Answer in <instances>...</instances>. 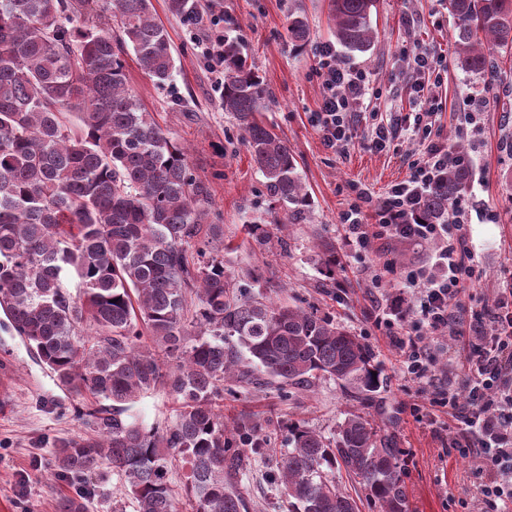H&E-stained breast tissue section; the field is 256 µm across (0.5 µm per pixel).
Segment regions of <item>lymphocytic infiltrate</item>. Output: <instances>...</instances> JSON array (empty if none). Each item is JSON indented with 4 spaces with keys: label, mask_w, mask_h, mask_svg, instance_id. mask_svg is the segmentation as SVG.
<instances>
[{
    "label": "lymphocytic infiltrate",
    "mask_w": 512,
    "mask_h": 512,
    "mask_svg": "<svg viewBox=\"0 0 512 512\" xmlns=\"http://www.w3.org/2000/svg\"><path fill=\"white\" fill-rule=\"evenodd\" d=\"M223 14H211L207 33L197 47L214 78V91L224 87ZM315 74L322 85V98L313 123L324 144L346 150L352 142L360 111L372 82L369 72L338 61L336 49L322 44L317 49ZM434 107L413 113L411 127L424 146L422 158L410 165V175L391 186L381 199L364 187L352 186V199L340 213L350 242L366 247L370 240L434 242L439 246V274L425 267L407 273L405 284L419 289L418 310L388 308L376 315L375 325L404 352L405 374L418 384L431 381V356L426 346L401 334L396 323L412 322L414 329L460 335L464 321L454 315L450 303L466 284L481 276L479 262L470 249L459 216L445 224H422L416 219L420 196L436 181L448 161V147L440 138ZM374 207L373 223H365V207ZM490 317L494 331L478 343L457 365V377L467 391L466 400L448 397V417L464 420L467 431L453 445L470 457L478 478L477 495L490 512H512V289H503Z\"/></svg>",
    "instance_id": "obj_1"
}]
</instances>
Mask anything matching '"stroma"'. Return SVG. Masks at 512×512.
<instances>
[{
  "label": "stroma",
  "instance_id": "obj_1",
  "mask_svg": "<svg viewBox=\"0 0 512 512\" xmlns=\"http://www.w3.org/2000/svg\"><path fill=\"white\" fill-rule=\"evenodd\" d=\"M155 17L167 29L176 62L171 83L157 88L136 60L128 62V86L152 111L171 136L189 150L196 176L208 182L211 219L223 225L232 245L224 261L237 270L262 268L271 284L268 294L291 306H317L334 315L348 331L373 350L384 378L370 410L378 420H393L402 451L405 484L412 512H485L473 494L476 482L468 459L453 449L448 422L420 417L413 406L437 399L439 391L420 390L398 366L399 350L373 324L380 303L415 298L403 287L407 269L434 266L435 243L372 241L365 250L347 244L339 214L351 198L350 186L365 185L374 195L405 180L422 147L412 132H401L390 149H368L358 125V138L347 153L327 149L313 125L322 94L314 74L315 48L334 42L329 0H218L232 16L227 29L248 65L256 68L272 97L258 117L287 140L311 195L307 221L283 229L288 243L261 245L248 235L251 224H270L273 214L264 178L243 144L233 116L224 112L211 90V75L178 16L166 0H152ZM299 11L308 20L311 41L298 48L288 36V16ZM379 33L366 53L336 54L348 65L369 71L373 91L365 103L382 116L408 112L413 97L402 48H435L444 83L428 88L439 105L438 127L443 141L462 139L470 159L471 179L459 200L464 211L468 244L482 267V277L452 301L454 310L471 315L493 308L500 288L512 284V61L501 63L495 84L483 75L462 70L456 61L455 23L448 0H376L371 15ZM484 112L479 124L468 115L474 101ZM335 241L340 264L336 285L328 287L314 264L317 236ZM395 258L394 273L383 262ZM72 396L44 366L0 313V512H55L57 501L71 487L51 470L56 440L86 436L90 428L77 419ZM349 391L332 380L308 388L280 392L275 387L252 388L224 401V416L261 424L271 435L274 450H284L289 424H300L333 436L347 413L357 409ZM268 454H254L242 484L251 512H283L280 493L267 481ZM87 512H134L119 477L96 472L89 485Z\"/></svg>",
  "mask_w": 512,
  "mask_h": 512
}]
</instances>
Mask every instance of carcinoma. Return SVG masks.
Instances as JSON below:
<instances>
[{
  "label": "carcinoma",
  "mask_w": 512,
  "mask_h": 512,
  "mask_svg": "<svg viewBox=\"0 0 512 512\" xmlns=\"http://www.w3.org/2000/svg\"><path fill=\"white\" fill-rule=\"evenodd\" d=\"M375 2L331 0L334 35L348 51L374 46ZM448 8L457 64L494 80L498 61L482 38L512 57V0ZM288 35L308 42L302 15H288ZM131 53L157 87L169 84L175 58L151 0H0V308L63 386L95 400L77 408L93 434L55 445L54 478L75 486L57 512H85L86 484L102 467L117 474L134 512H178L176 460L187 466L195 512H248L246 449L265 439L243 418L224 423V394L261 379L307 388L323 377L365 407L383 379L372 349L332 316L278 304L261 291V271L206 258L224 236L208 222L209 186L128 88ZM269 98L224 39L221 105L283 211L281 227L307 218L310 193L288 141L257 118ZM460 150L422 197L421 223H448L469 179ZM316 261L335 280L332 240L318 239ZM158 386L179 402L161 430L129 413ZM288 445L278 463L288 512H358L336 485L338 469L380 512H410L400 449L366 412L349 413L331 439L290 425Z\"/></svg>",
  "instance_id": "obj_1"
}]
</instances>
